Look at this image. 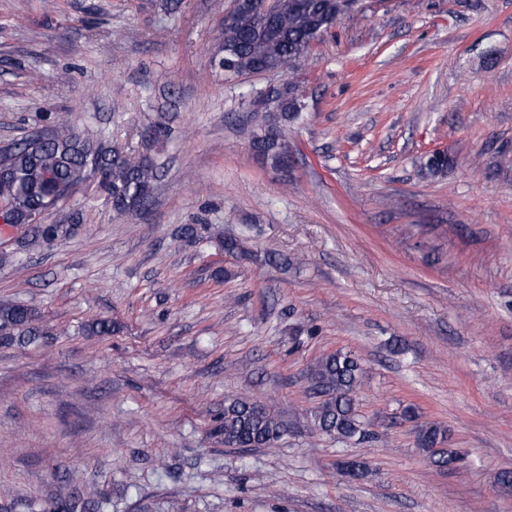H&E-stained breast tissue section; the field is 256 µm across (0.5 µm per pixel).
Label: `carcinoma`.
<instances>
[{
  "instance_id": "cac0c4a2",
  "label": "carcinoma",
  "mask_w": 512,
  "mask_h": 512,
  "mask_svg": "<svg viewBox=\"0 0 512 512\" xmlns=\"http://www.w3.org/2000/svg\"><path fill=\"white\" fill-rule=\"evenodd\" d=\"M345 0H276L267 7L244 4L234 21L224 28L215 55L228 77L250 75L257 69L295 70L305 62L312 44L344 15ZM268 109L278 113L279 123L260 128L251 149L264 163L280 169L285 164L286 142L282 125L296 119L302 110L298 85L268 90ZM448 157L433 154L424 164L425 173L445 171ZM103 173L100 184L112 197L118 218L143 207L152 195L157 168L148 159L130 160L123 151L94 145L61 119L47 138L31 132L8 148H0V199L6 201L16 226L32 225L33 219L69 197L77 186L91 178L90 169ZM73 225H33L27 247H49ZM37 314L21 304H0V342L35 344L41 333L34 327ZM365 370L354 355L336 351L320 358L310 369L309 387L322 401L310 412V430L338 441H361L370 436L355 409V397L363 385ZM214 433L224 447L244 450L272 448L287 433L281 415L244 396L224 400V413L217 418ZM446 430L438 424L416 426V443L434 464L447 466L460 460L458 454L438 449ZM105 500L93 488L75 489L55 496L41 512H104Z\"/></svg>"
}]
</instances>
